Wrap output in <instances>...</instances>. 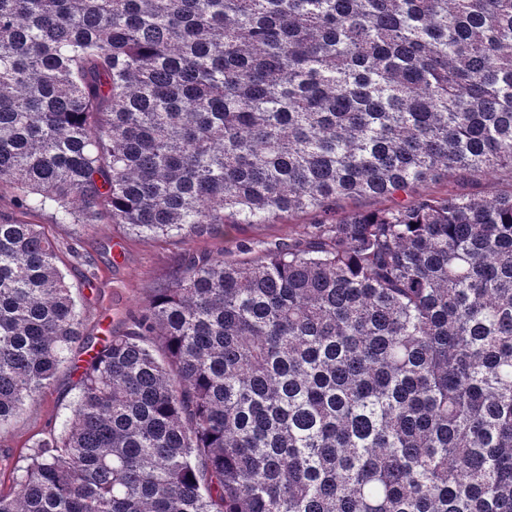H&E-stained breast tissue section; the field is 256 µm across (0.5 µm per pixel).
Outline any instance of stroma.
<instances>
[{"label": "stroma", "mask_w": 512, "mask_h": 512, "mask_svg": "<svg viewBox=\"0 0 512 512\" xmlns=\"http://www.w3.org/2000/svg\"><path fill=\"white\" fill-rule=\"evenodd\" d=\"M314 220V215L304 213L272 224H244L221 239H147L125 234L110 224H57L48 212L30 218L31 223L42 225L67 257L63 272L73 287L88 336L98 335L103 324L111 325L115 333H125L131 318L144 312L153 289L171 282L184 258L220 249L232 252L241 239L251 241L259 254L297 237ZM88 257L93 266L85 265ZM75 381L72 371L61 369L43 396L26 404L11 425L0 429V448L11 451L10 458L0 457V490H10L16 458L25 455L35 440L60 427L65 407L75 394Z\"/></svg>", "instance_id": "35a3bbf8"}]
</instances>
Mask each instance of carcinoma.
<instances>
[{"label":"carcinoma","instance_id":"1","mask_svg":"<svg viewBox=\"0 0 512 512\" xmlns=\"http://www.w3.org/2000/svg\"><path fill=\"white\" fill-rule=\"evenodd\" d=\"M512 0H0V184L191 257L85 341L0 216V429L76 345L0 512H512ZM384 197L386 209L344 211ZM509 184L506 181L496 177H486L477 182H459L454 184L440 183L430 184L425 187V191L432 194L443 196L448 193L466 192L480 195H491L502 190H508Z\"/></svg>","mask_w":512,"mask_h":512}]
</instances>
